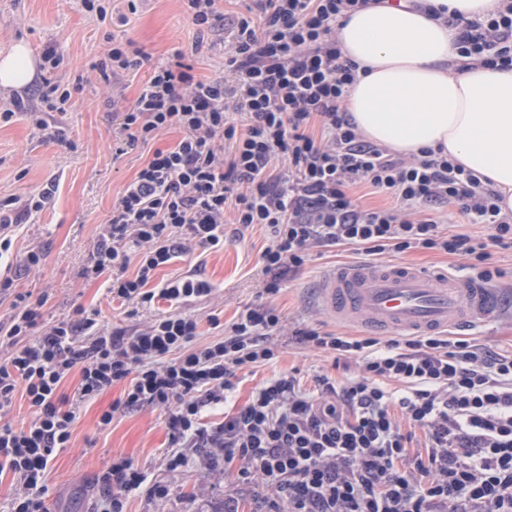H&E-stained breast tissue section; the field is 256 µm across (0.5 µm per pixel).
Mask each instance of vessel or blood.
I'll return each mask as SVG.
<instances>
[{
	"instance_id": "b4317fda",
	"label": "vessel or blood",
	"mask_w": 512,
	"mask_h": 512,
	"mask_svg": "<svg viewBox=\"0 0 512 512\" xmlns=\"http://www.w3.org/2000/svg\"><path fill=\"white\" fill-rule=\"evenodd\" d=\"M318 291L334 318L385 334L459 328L494 315L502 303L501 292L481 281L406 264L342 266Z\"/></svg>"
}]
</instances>
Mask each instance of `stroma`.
<instances>
[{
	"instance_id": "1",
	"label": "stroma",
	"mask_w": 512,
	"mask_h": 512,
	"mask_svg": "<svg viewBox=\"0 0 512 512\" xmlns=\"http://www.w3.org/2000/svg\"><path fill=\"white\" fill-rule=\"evenodd\" d=\"M105 16L88 11L84 0H0V56L15 43H26L34 58L52 49L62 63L57 70H43L48 79H64L71 86V99L65 111L46 113L50 125L62 127L66 143L35 135L29 100L35 99L36 84L19 89L25 104L10 122L0 125V200L53 185L54 193L44 209L19 226L12 248L11 275L18 292L47 295L43 307L46 318L62 320L75 306H82L99 322L127 330L143 319L141 308L120 304L108 297L104 279L85 280L82 270L88 263L100 224L106 222L125 186L136 175L147 157L137 148L122 155L112 152V134L118 114L112 109L113 95L135 99L154 67L182 53L183 61L199 77L217 74L227 47L222 32L200 37L188 18L182 0H95ZM116 38L129 39L147 54L140 65L123 76L117 85L97 81L79 84L80 72L89 70L107 57ZM226 241L218 251L197 258H178L161 268L157 280L185 273L201 266L214 288L210 301L190 306L200 317L202 339L214 331L207 317L216 314L230 321L244 306L276 308L289 327L324 326L325 329L353 336L363 328L343 324L329 315L317 301V282L336 267L366 262V255L334 248L314 249L302 270L283 281L276 295L262 288L261 250L267 230L254 226L235 235L233 225L224 228ZM39 242L45 260L39 273L26 270L23 262L30 242ZM384 263H409L441 266L457 278L477 276L471 260L444 256L429 250L413 249L402 254H387ZM458 336L471 343L501 353L512 352V306L490 319H477L458 329ZM299 372L304 385H312L317 374L334 372L346 380L348 371L333 369L325 354L309 351L291 341H283L274 363L246 372L239 386L237 402H245L263 381L288 372ZM123 391L114 384L80 409L71 448L60 451L51 461L45 477L43 499L48 512H96L104 497L95 477L105 461L113 456L129 459L134 467L147 472L150 479L168 484L170 496L163 502H150L144 493L128 498V512H210L211 504L222 502L225 492L250 497V487L235 476H228L216 487L210 503L195 496L202 476L194 468L166 471L164 456L170 448L161 412L149 409L116 415L108 427L98 424L101 413Z\"/></svg>"
}]
</instances>
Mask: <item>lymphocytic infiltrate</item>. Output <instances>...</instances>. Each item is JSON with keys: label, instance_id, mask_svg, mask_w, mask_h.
I'll return each instance as SVG.
<instances>
[{"label": "lymphocytic infiltrate", "instance_id": "obj_1", "mask_svg": "<svg viewBox=\"0 0 512 512\" xmlns=\"http://www.w3.org/2000/svg\"><path fill=\"white\" fill-rule=\"evenodd\" d=\"M183 2L199 32L227 23L223 73L201 78L176 58L154 68L132 105L113 102V152L153 151L83 270L147 317L129 332L98 325L78 306L51 322L45 298L15 292L13 277L0 276V298L12 300L0 322V466L15 479L10 512H45L49 460L70 447L81 406L117 382L124 390L100 426L118 413L161 411L172 447L166 470H236L254 489V512H512V354L438 332L383 340L291 331L264 306L226 323L209 316L220 334L201 343L200 319L187 308L211 296L208 281L191 273L156 283L174 259L223 249L228 224L267 229L269 295L318 247L468 255L483 263L487 282L499 275L485 265L491 248H512V212L502 211L500 194L448 159L402 157L366 141L343 110L355 74L341 59L336 24L363 0H255V11L230 18L220 0ZM455 25L462 58L512 65V0L485 21ZM172 128L180 139L156 147ZM359 184L390 194L392 205L364 207L350 193ZM52 192L0 202V258ZM451 202L489 225L487 238L439 231L427 210ZM162 301L169 312L153 314ZM288 332L355 365L356 376L323 373L308 389L296 374L280 375L235 404L242 371L276 360ZM73 375L76 385L63 392ZM18 397L32 414L20 429L5 422ZM220 405L223 420L209 421ZM96 482L110 492L101 512H127L129 494L142 488L154 502L169 495L121 456Z\"/></svg>", "mask_w": 512, "mask_h": 512}]
</instances>
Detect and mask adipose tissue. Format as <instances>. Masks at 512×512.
I'll return each mask as SVG.
<instances>
[{
  "label": "adipose tissue",
  "instance_id": "1",
  "mask_svg": "<svg viewBox=\"0 0 512 512\" xmlns=\"http://www.w3.org/2000/svg\"><path fill=\"white\" fill-rule=\"evenodd\" d=\"M497 0H368L336 24L355 80L343 99L366 141L404 156H445L502 196L512 211V68L458 56L456 17L483 20ZM35 75L25 44L0 58V86L21 88Z\"/></svg>",
  "mask_w": 512,
  "mask_h": 512
}]
</instances>
